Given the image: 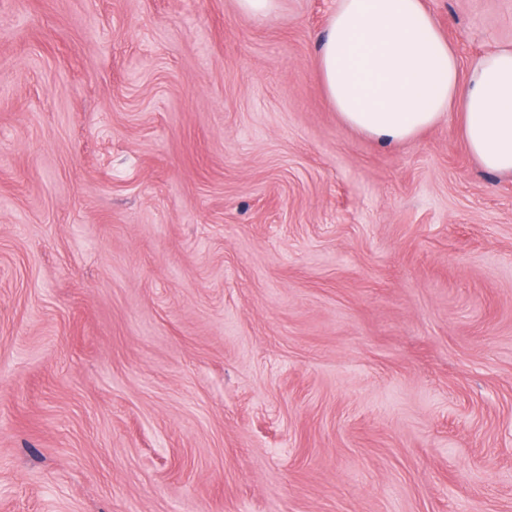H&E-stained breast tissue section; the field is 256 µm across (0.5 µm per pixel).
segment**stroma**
<instances>
[{"mask_svg": "<svg viewBox=\"0 0 512 512\" xmlns=\"http://www.w3.org/2000/svg\"><path fill=\"white\" fill-rule=\"evenodd\" d=\"M337 4L0 0V512H512V176L345 125ZM279 0H238L242 14L252 18H267L274 14Z\"/></svg>", "mask_w": 512, "mask_h": 512, "instance_id": "1", "label": "stroma"}]
</instances>
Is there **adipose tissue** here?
I'll list each match as a JSON object with an SVG mask.
<instances>
[{
	"label": "adipose tissue",
	"mask_w": 512,
	"mask_h": 512,
	"mask_svg": "<svg viewBox=\"0 0 512 512\" xmlns=\"http://www.w3.org/2000/svg\"><path fill=\"white\" fill-rule=\"evenodd\" d=\"M326 94L352 129L389 144L457 108L471 154L512 175V49L461 75L424 0H338L319 42Z\"/></svg>",
	"instance_id": "obj_1"
}]
</instances>
